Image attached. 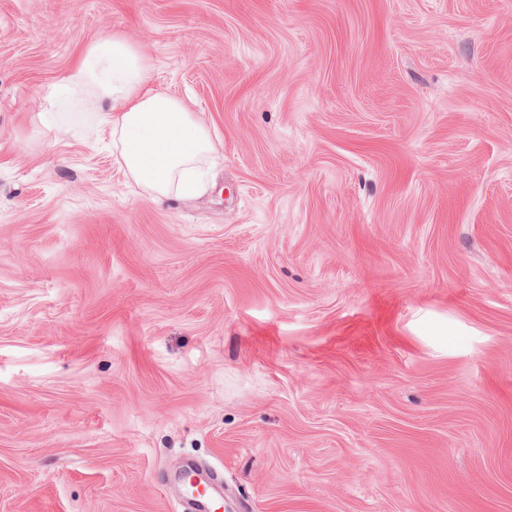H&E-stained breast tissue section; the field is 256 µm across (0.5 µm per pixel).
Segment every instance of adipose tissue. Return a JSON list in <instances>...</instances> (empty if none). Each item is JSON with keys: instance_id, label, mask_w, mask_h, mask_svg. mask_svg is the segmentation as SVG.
<instances>
[{"instance_id": "obj_1", "label": "adipose tissue", "mask_w": 512, "mask_h": 512, "mask_svg": "<svg viewBox=\"0 0 512 512\" xmlns=\"http://www.w3.org/2000/svg\"><path fill=\"white\" fill-rule=\"evenodd\" d=\"M148 61L120 34L89 47L59 91V100H109L101 120L112 126L119 156L131 178L162 197L195 192L200 163L213 150L204 124L185 103L148 85Z\"/></svg>"}]
</instances>
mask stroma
<instances>
[{"mask_svg":"<svg viewBox=\"0 0 512 512\" xmlns=\"http://www.w3.org/2000/svg\"><path fill=\"white\" fill-rule=\"evenodd\" d=\"M123 35L216 153L152 200L49 96ZM512 512V0H0V512Z\"/></svg>","mask_w":512,"mask_h":512,"instance_id":"stroma-1","label":"stroma"}]
</instances>
